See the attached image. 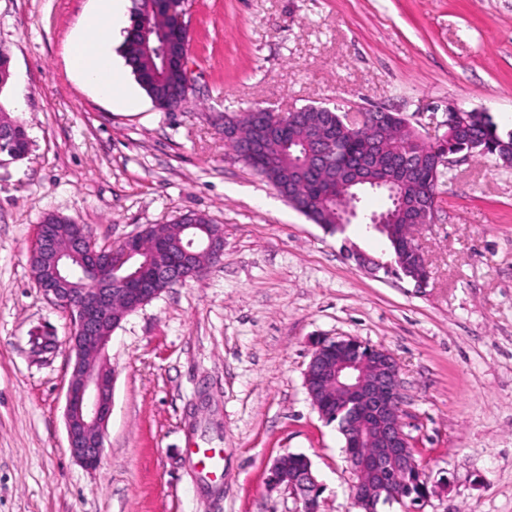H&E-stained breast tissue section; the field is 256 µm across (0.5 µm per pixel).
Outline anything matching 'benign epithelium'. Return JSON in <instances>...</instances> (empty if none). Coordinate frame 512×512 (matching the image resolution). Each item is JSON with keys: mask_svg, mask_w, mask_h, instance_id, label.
<instances>
[{"mask_svg": "<svg viewBox=\"0 0 512 512\" xmlns=\"http://www.w3.org/2000/svg\"><path fill=\"white\" fill-rule=\"evenodd\" d=\"M183 86L175 95L172 110L182 107L191 86L189 55L180 51ZM461 109L448 108V130L432 140L431 158L435 166H449L453 157L439 150V144L450 136L457 126L456 115ZM349 129L363 134L365 147L354 154L347 165L336 173V223L348 226L358 219V207L347 202L352 189L368 186L374 190H387L392 203L381 212L364 216L367 232L386 235L387 224L398 214L405 215L403 232L392 238L396 255L418 267H428L425 250L413 235L415 225L434 223L439 195L435 191L415 192L413 183L406 178L375 180L371 174L382 163L394 173L402 174L415 161L408 149L390 151L378 132L387 128L386 110L375 113H341ZM303 136L310 149L313 165L320 162L324 146L334 139V132L321 123H306ZM284 137L283 127L269 121L261 134L246 142L250 153L262 152L269 141ZM34 248L48 259L46 276L39 285L43 295L66 309L73 318L69 337L74 363L66 391L65 425L68 448L72 458L88 469L99 466L104 454L106 427L112 408L114 369L107 348L111 335L103 333V326L112 321L117 304L125 305L132 313L159 295L155 285H173L185 282L191 275L198 276L207 265L224 255V234L209 233L198 243L188 240L177 260L163 266L142 262L117 282L112 272L124 267L140 254L128 246L119 250L96 248L91 233L83 224L75 225V232L67 247L57 244V231L50 224L38 225ZM79 267L91 273L95 288H78L72 271ZM364 343L348 336L317 340L312 347L304 372V385L313 406H318L317 395L328 391L336 396L337 411L342 414L341 433L346 438V459L357 482L351 491V505L356 512H374L377 493H385L390 501L399 499L392 475L399 469L417 466L415 449L401 420L400 366L387 349L370 347L362 352ZM268 485L283 489L306 509H314L313 498L320 483L312 465L288 473V455L275 459L269 468Z\"/></svg>", "mask_w": 512, "mask_h": 512, "instance_id": "obj_1", "label": "benign epithelium"}]
</instances>
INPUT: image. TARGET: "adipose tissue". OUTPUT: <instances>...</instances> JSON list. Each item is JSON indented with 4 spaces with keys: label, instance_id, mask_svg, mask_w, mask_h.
<instances>
[{
    "label": "adipose tissue",
    "instance_id": "1",
    "mask_svg": "<svg viewBox=\"0 0 512 512\" xmlns=\"http://www.w3.org/2000/svg\"><path fill=\"white\" fill-rule=\"evenodd\" d=\"M128 7L129 0H96L85 21L86 27L95 31V38L76 40L69 51L72 69L119 108L133 105L113 53L114 36L129 25Z\"/></svg>",
    "mask_w": 512,
    "mask_h": 512
}]
</instances>
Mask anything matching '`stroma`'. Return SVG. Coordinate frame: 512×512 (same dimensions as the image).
Listing matches in <instances>:
<instances>
[{
	"label": "stroma",
	"instance_id": "stroma-1",
	"mask_svg": "<svg viewBox=\"0 0 512 512\" xmlns=\"http://www.w3.org/2000/svg\"><path fill=\"white\" fill-rule=\"evenodd\" d=\"M95 0H0L11 77L0 108L31 146L0 160V512H302L269 489L306 455L319 512H353L343 440L304 387L310 343L353 336L401 367L403 420L430 484L421 512H512V167L466 157L439 181L417 233L427 288L369 275L224 143L225 116L255 104L401 113L427 138L446 110L512 131V0H188L192 87L157 108L111 100L70 67ZM189 211L224 228V257L128 315L101 464L69 454L68 312L37 287V226L59 214L118 245ZM54 336L40 354L31 339ZM196 448L224 456L205 489Z\"/></svg>",
	"mask_w": 512,
	"mask_h": 512
}]
</instances>
